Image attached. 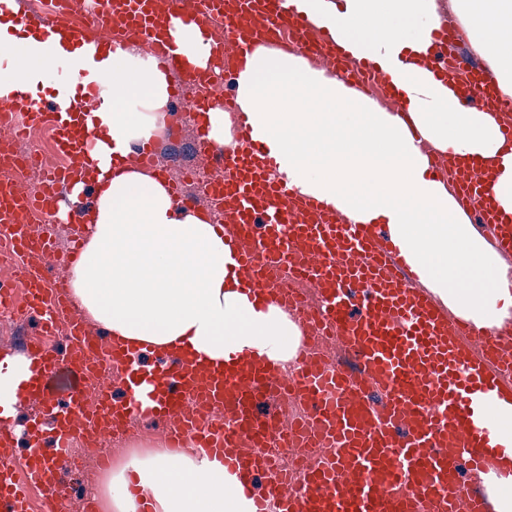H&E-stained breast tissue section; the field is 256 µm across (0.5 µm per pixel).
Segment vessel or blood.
<instances>
[{"mask_svg": "<svg viewBox=\"0 0 512 512\" xmlns=\"http://www.w3.org/2000/svg\"><path fill=\"white\" fill-rule=\"evenodd\" d=\"M282 2L59 0L34 23L45 40L62 27L76 44L103 29L136 39L176 75L178 100L184 85L208 82L216 65L236 68L256 44L274 40L335 70L351 67L333 39ZM174 17L205 31L223 19L211 67L186 65L174 52L167 36ZM453 42L450 27L434 32L435 73L468 74L460 106L487 104L483 70L468 72L453 56ZM211 106L207 98L190 105L193 147L205 168L221 172L220 182L205 198L174 183L168 190L177 204L197 209L222 199L224 241L245 287L263 292L300 326L290 372L258 355L204 370L191 354L161 353L147 365L141 350L116 346L64 305L58 270L75 262L83 240L74 238L58 258L50 234L34 230L30 217L64 208L69 223H83L85 210L70 197L77 188L95 189L79 165L92 132L72 110L26 112L28 124L55 129L59 151L71 160L47 172L41 192L31 195L6 153L19 131L0 110V241L21 261L26 313L42 317L45 334L64 327L67 344L61 355L40 339L26 341L32 375L24 393L68 394L49 435L32 438L24 458L0 422V512H31L35 488L43 493L41 512H65L62 479L74 471L73 443L122 433L145 414L168 420L171 447L189 442L199 456L223 461L252 512H491L480 476H512L504 467L512 459V324L479 329L450 315L418 287V274L380 225L353 223L273 178L274 162L253 142L245 114L237 116L234 152L217 147L206 119ZM451 170L460 208L474 213L478 229H491L494 250L511 259L512 225L488 205L486 174L458 164ZM325 334L338 343L339 358L318 349ZM118 365L135 386L148 387L147 401L131 392L113 396L102 373Z\"/></svg>", "mask_w": 512, "mask_h": 512, "instance_id": "obj_1", "label": "vessel or blood"}]
</instances>
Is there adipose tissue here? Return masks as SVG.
<instances>
[{
	"mask_svg": "<svg viewBox=\"0 0 512 512\" xmlns=\"http://www.w3.org/2000/svg\"><path fill=\"white\" fill-rule=\"evenodd\" d=\"M287 10L333 36L355 60L373 63L408 96L407 112L365 93L301 55L258 45L236 76L237 102L277 173L303 197L362 224L388 225L419 280L456 316L479 327L512 318V273L473 229L447 182L431 175L422 143L474 158L490 173V199L512 215V143L497 114L512 104V0H284ZM459 19L501 92L484 109L458 104L459 82L435 79L432 35L443 9ZM177 54L206 67L214 41L172 19ZM83 83L101 103L87 106L95 139L83 160L96 173L89 233L71 270L72 296L114 339L151 354L188 350L206 364L259 353L280 365L300 344L299 327L276 304L244 292L216 224L178 208L162 180L113 164L159 135L171 77L153 53L97 41L83 46ZM72 55L66 32L50 51L38 34L18 39L0 10V100L18 89L56 86ZM21 354L0 356V419L15 420L29 374ZM222 461L171 452L131 455L102 484L108 512H250ZM137 492H130V485Z\"/></svg>",
	"mask_w": 512,
	"mask_h": 512,
	"instance_id": "ef3b65f1",
	"label": "adipose tissue"
}]
</instances>
